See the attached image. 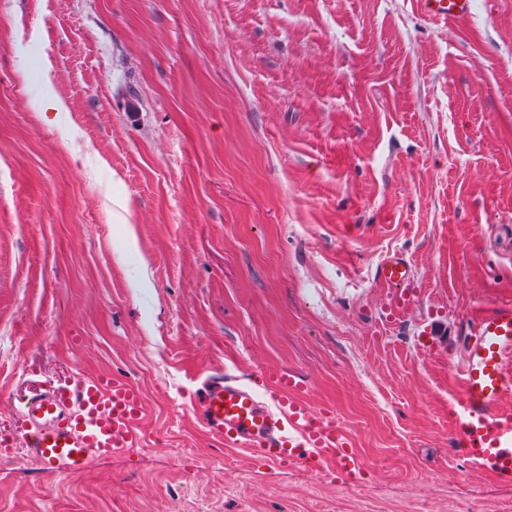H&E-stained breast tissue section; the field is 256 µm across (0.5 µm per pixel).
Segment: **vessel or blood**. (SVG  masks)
Returning <instances> with one entry per match:
<instances>
[{"label": "vessel or blood", "instance_id": "vessel-or-blood-1", "mask_svg": "<svg viewBox=\"0 0 512 512\" xmlns=\"http://www.w3.org/2000/svg\"><path fill=\"white\" fill-rule=\"evenodd\" d=\"M432 19L468 17L473 0H418ZM381 280L397 290L390 310L400 316L416 297L411 271L395 255L380 268ZM461 397L452 422L463 455L476 468L512 482V302L490 305L473 323L459 370ZM303 384L280 370L261 368L244 377L208 376L197 413L207 433L259 453L274 468L294 462L353 479L363 463L345 431L328 411L298 401ZM146 406L138 389L121 378L77 377L65 387L33 396L22 409L21 434L30 455L49 473L79 474L99 456H125L142 446Z\"/></svg>", "mask_w": 512, "mask_h": 512}]
</instances>
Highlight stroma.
Listing matches in <instances>:
<instances>
[{"label":"stroma","mask_w":512,"mask_h":512,"mask_svg":"<svg viewBox=\"0 0 512 512\" xmlns=\"http://www.w3.org/2000/svg\"><path fill=\"white\" fill-rule=\"evenodd\" d=\"M508 299L512 0H0V432L75 375L146 404L81 474L0 452V512H512L450 424ZM227 364L300 378L361 474L213 443L194 392ZM423 14L432 19H462L471 14L473 0H417ZM381 280L397 289V298L390 314L398 317L410 310L416 302V296L408 289L411 280L409 265L396 255L387 256L380 268Z\"/></svg>","instance_id":"stroma-1"}]
</instances>
